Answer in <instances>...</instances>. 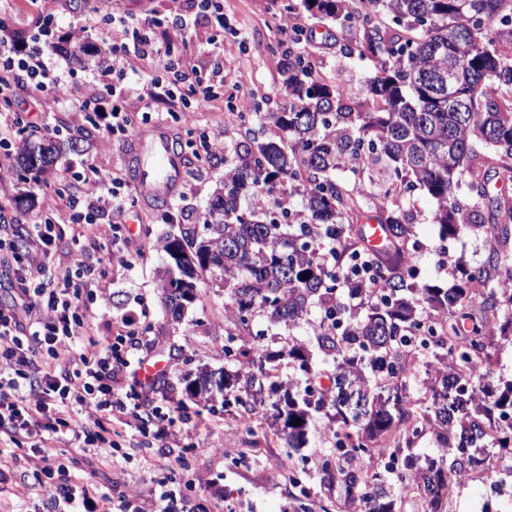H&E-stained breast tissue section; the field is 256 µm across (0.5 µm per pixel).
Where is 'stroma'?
Listing matches in <instances>:
<instances>
[{
	"mask_svg": "<svg viewBox=\"0 0 512 512\" xmlns=\"http://www.w3.org/2000/svg\"><path fill=\"white\" fill-rule=\"evenodd\" d=\"M225 33H218L213 20H200L190 32L181 34L160 27L172 54H190L201 62L221 57L224 82L209 96H193L192 111L181 102L162 104L159 117L151 123L173 137L184 158L185 169L177 193L154 207L135 202L125 214L117 216L121 235L149 244L144 257L121 261L113 253L110 238H86L87 248L97 249L105 272L106 294L87 289L82 294L91 304L95 317L92 332L102 343L124 336L137 341L134 358L146 364H160L150 393L151 405L174 408L171 423L163 435L154 427L137 431L116 417L120 459L107 467L80 449H66L70 462L69 479L92 482L104 490L120 492L131 488L141 494L143 512H152L154 492L165 488L173 498L172 512H347L338 492L320 487L321 467L329 455L326 422H319L309 447L289 452L283 440L268 432L265 420L253 430H245L235 414L225 412L221 401L189 400L181 380L183 374L208 366L224 365V292L201 286L198 297L189 305L181 322L169 321L162 302L158 272L163 265L159 243L167 234H180L185 228L202 230L204 217L215 190L224 182V162L207 158L199 139L210 130L223 131L226 144L243 140L249 126L232 104L235 96L246 95L261 111L277 112L287 103L283 87L286 58L272 48L281 37L279 28L291 21L302 28L303 52L312 67L325 79L336 75L360 84L370 76L373 65L359 58L337 54L336 27L319 15L308 12L301 0H223ZM132 18L148 15L163 17L166 0H56L54 22L60 31L71 27L88 30L87 40L96 52L77 58L57 52L52 60L72 82L87 85L98 79L112 59L101 45L102 12ZM35 95L26 84H18L13 96L0 102V122L16 123L19 137L40 142L46 128H54L62 138L71 139L52 168L40 177L21 174L15 158H8V170L0 179V205L6 214L17 215L28 223L43 219L44 192H71L77 171L95 166L104 177L131 181L136 175L137 147L132 139L105 135L100 126L90 124L68 104L53 111L40 112ZM28 206H19V197ZM433 204L419 197L413 211L422 231L424 246L415 258L419 277L430 282H447L438 263L440 248H447L448 261L467 268L482 264L488 251L483 235L465 232L443 241L431 215ZM501 491L490 494L487 479L473 472L457 480L448 498L447 512H512V463L502 462L494 476ZM33 475L22 476L10 470L0 475V512H48L44 498L25 494V484Z\"/></svg>",
	"mask_w": 512,
	"mask_h": 512,
	"instance_id": "35a3bbf8",
	"label": "stroma"
}]
</instances>
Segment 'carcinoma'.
Segmentation results:
<instances>
[{
    "label": "carcinoma",
    "mask_w": 512,
    "mask_h": 512,
    "mask_svg": "<svg viewBox=\"0 0 512 512\" xmlns=\"http://www.w3.org/2000/svg\"><path fill=\"white\" fill-rule=\"evenodd\" d=\"M341 29V55L375 63L364 84H327L304 53L288 49L280 112H250L274 135L252 134L224 152V185L211 199L205 233L167 236L160 248L166 314L180 320L198 284L224 289V368L184 377L191 399L224 394L238 416L269 412L277 437L296 450L324 417L334 459L321 484L361 512H395V491L414 486L423 512H444L454 482L490 459L512 460V383L474 395V360L491 372L497 346L512 342V0H303ZM60 140L24 145L20 170L42 171ZM275 190L301 200V218L261 204ZM435 204L441 239L480 230L494 240L481 266L460 267L447 286L418 278L405 257L421 245L407 204ZM370 210L386 226L387 250L372 257L359 233ZM328 247L322 252V247ZM306 277H300V274ZM480 301L485 323L461 334L459 307ZM320 318L311 321V308ZM264 318L291 330L312 324L332 357L331 386L308 345L254 330ZM255 356L236 366L243 345ZM436 368L431 411L405 404L408 357ZM300 423H294V420ZM431 434L440 455L413 449ZM393 462L368 471L364 456L383 442Z\"/></svg>",
    "instance_id": "1"
}]
</instances>
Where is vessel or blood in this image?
I'll return each instance as SVG.
<instances>
[{
    "mask_svg": "<svg viewBox=\"0 0 512 512\" xmlns=\"http://www.w3.org/2000/svg\"><path fill=\"white\" fill-rule=\"evenodd\" d=\"M137 142L147 152L136 178L140 194L156 202L170 198L182 181L183 165L170 146L169 136L161 130H145L138 135Z\"/></svg>",
    "mask_w": 512,
    "mask_h": 512,
    "instance_id": "vessel-or-blood-1",
    "label": "vessel or blood"
}]
</instances>
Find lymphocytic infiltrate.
<instances>
[{"label":"lymphocytic infiltrate","instance_id":"obj_1","mask_svg":"<svg viewBox=\"0 0 512 512\" xmlns=\"http://www.w3.org/2000/svg\"><path fill=\"white\" fill-rule=\"evenodd\" d=\"M153 19H126L120 39H107L112 53V81L89 84L82 97L71 94L66 76L50 54L57 35L48 24L37 34L18 39L0 20V97L10 98L17 73H25L38 94L40 108L62 100L104 125L106 134L128 136L135 127L126 113L112 110L110 118L91 108L99 97L132 93L144 112L173 100V85L209 94L223 80V63L200 67L193 58L170 64V80L131 81L139 62L167 57L166 47L152 35ZM83 195L47 196L44 221L20 228L16 217L0 211V264L12 269L20 293L13 304L0 305V465L49 470L58 445L94 455L104 465L114 462L112 410L123 407L121 376L130 366L121 343L99 346L90 337L92 308L82 302L84 278L94 268L80 256L66 264H51L55 229L68 220L73 242L100 234L99 225L84 222V214L125 211L128 200L119 179H105L95 167L80 175ZM26 442L30 453L17 455L13 447Z\"/></svg>","mask_w":512,"mask_h":512}]
</instances>
